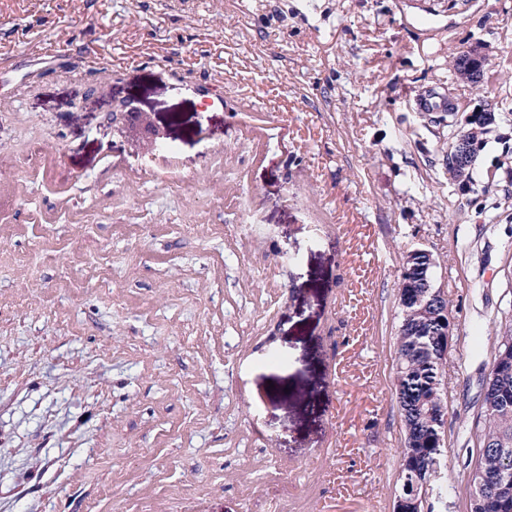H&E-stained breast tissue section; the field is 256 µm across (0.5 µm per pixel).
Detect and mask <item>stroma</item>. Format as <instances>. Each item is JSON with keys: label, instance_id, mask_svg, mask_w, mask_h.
I'll return each instance as SVG.
<instances>
[{"label": "stroma", "instance_id": "1", "mask_svg": "<svg viewBox=\"0 0 512 512\" xmlns=\"http://www.w3.org/2000/svg\"><path fill=\"white\" fill-rule=\"evenodd\" d=\"M469 48L512 60V0H0V512H393L414 249L455 324L424 512H467L512 326V68ZM433 88L496 116L464 193ZM135 109L132 103L127 99L112 101V133L124 136L127 134V117ZM506 350V351H505ZM505 351L494 360L490 375L494 372L507 373L512 371V358L509 357L507 351H512V328L505 329L503 333L498 336L495 352ZM489 375V376H490Z\"/></svg>", "mask_w": 512, "mask_h": 512}]
</instances>
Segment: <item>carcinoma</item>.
Segmentation results:
<instances>
[{
    "label": "carcinoma",
    "mask_w": 512,
    "mask_h": 512,
    "mask_svg": "<svg viewBox=\"0 0 512 512\" xmlns=\"http://www.w3.org/2000/svg\"><path fill=\"white\" fill-rule=\"evenodd\" d=\"M440 324L435 308L421 312H408L402 316L397 336V363L400 364L395 398L398 404L405 435L414 440L412 465L422 467L430 453L429 412L441 403L440 389L429 365L435 356L433 338ZM495 385L504 401L483 415L478 427L481 440L489 441L480 459L479 473H469L467 484L485 481L488 495L512 496V374L495 378Z\"/></svg>",
    "instance_id": "obj_1"
}]
</instances>
